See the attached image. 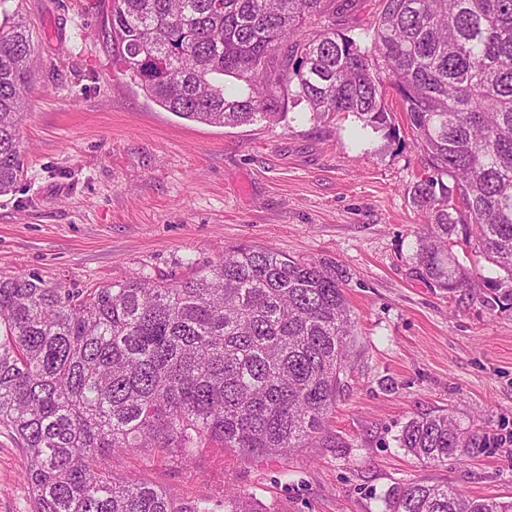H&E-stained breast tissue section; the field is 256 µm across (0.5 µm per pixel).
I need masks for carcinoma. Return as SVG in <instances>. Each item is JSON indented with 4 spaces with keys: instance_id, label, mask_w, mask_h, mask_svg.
I'll use <instances>...</instances> for the list:
<instances>
[{
    "instance_id": "carcinoma-1",
    "label": "carcinoma",
    "mask_w": 512,
    "mask_h": 512,
    "mask_svg": "<svg viewBox=\"0 0 512 512\" xmlns=\"http://www.w3.org/2000/svg\"><path fill=\"white\" fill-rule=\"evenodd\" d=\"M8 2L0 195L24 175L18 117L35 65ZM111 21L124 72L189 121L274 124L290 99L391 140L395 94L427 157L412 188L425 218L416 273L450 297L512 307V0H384L365 45L336 29V0H112ZM459 245L503 274L468 268ZM351 335L336 265L271 248L228 246L174 282L137 272L70 291L1 278L0 427L24 456L30 512H256L235 494L174 499L118 477L112 457L187 467L198 448L250 460L306 447L336 402ZM396 441L423 464L484 448L443 412L411 419ZM385 512H512V500L417 480L394 487Z\"/></svg>"
}]
</instances>
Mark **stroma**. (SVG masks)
I'll return each instance as SVG.
<instances>
[{"label": "stroma", "instance_id": "obj_1", "mask_svg": "<svg viewBox=\"0 0 512 512\" xmlns=\"http://www.w3.org/2000/svg\"><path fill=\"white\" fill-rule=\"evenodd\" d=\"M38 66L19 130L25 172L0 196V276L107 287L142 272L180 278L226 246L335 263L355 322L323 445L244 460L222 448L190 467L140 453L113 469L181 500L234 493L256 512H384L395 486L449 482L512 498V309L448 296L413 268L423 217L411 191L424 154L355 114L303 107L277 124L215 127L167 112L123 72L112 0H19ZM382 0H347L336 25L362 39ZM450 413L479 428L466 461L422 465L395 437ZM24 460L0 428V512H28Z\"/></svg>", "mask_w": 512, "mask_h": 512}]
</instances>
